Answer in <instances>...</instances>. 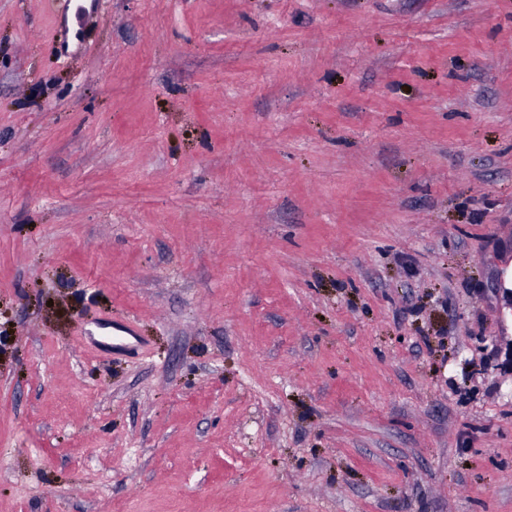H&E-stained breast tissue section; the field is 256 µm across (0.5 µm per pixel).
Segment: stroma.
Listing matches in <instances>:
<instances>
[{
	"instance_id": "stroma-1",
	"label": "stroma",
	"mask_w": 512,
	"mask_h": 512,
	"mask_svg": "<svg viewBox=\"0 0 512 512\" xmlns=\"http://www.w3.org/2000/svg\"><path fill=\"white\" fill-rule=\"evenodd\" d=\"M507 288L512 0H0V512H512Z\"/></svg>"
}]
</instances>
